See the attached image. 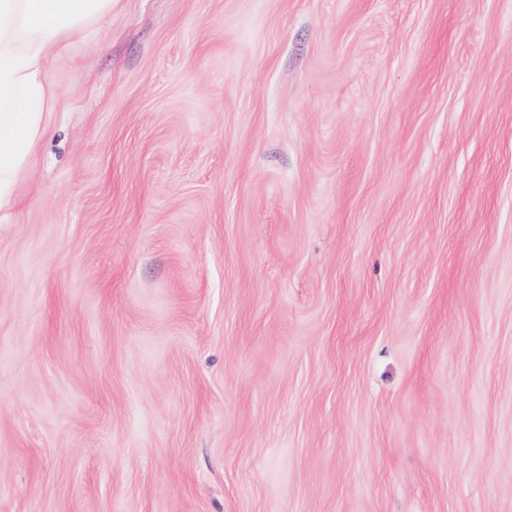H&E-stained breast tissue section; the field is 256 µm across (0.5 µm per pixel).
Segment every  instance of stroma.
Returning <instances> with one entry per match:
<instances>
[{"instance_id": "1", "label": "stroma", "mask_w": 512, "mask_h": 512, "mask_svg": "<svg viewBox=\"0 0 512 512\" xmlns=\"http://www.w3.org/2000/svg\"><path fill=\"white\" fill-rule=\"evenodd\" d=\"M0 214V512H512V0H112Z\"/></svg>"}]
</instances>
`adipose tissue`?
<instances>
[{
	"mask_svg": "<svg viewBox=\"0 0 512 512\" xmlns=\"http://www.w3.org/2000/svg\"><path fill=\"white\" fill-rule=\"evenodd\" d=\"M111 14L112 0H0V212L16 206L22 175L64 120L54 60Z\"/></svg>",
	"mask_w": 512,
	"mask_h": 512,
	"instance_id": "adipose-tissue-1",
	"label": "adipose tissue"
}]
</instances>
